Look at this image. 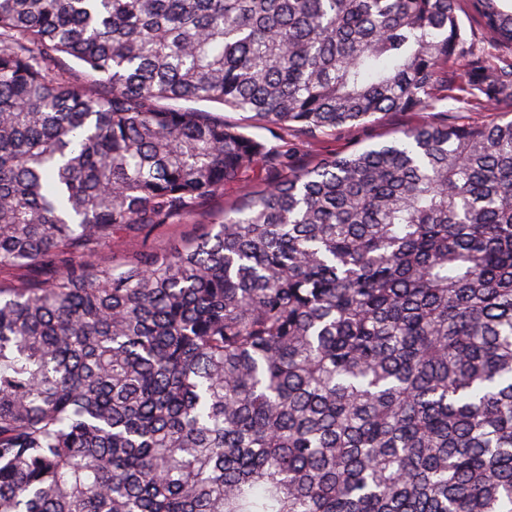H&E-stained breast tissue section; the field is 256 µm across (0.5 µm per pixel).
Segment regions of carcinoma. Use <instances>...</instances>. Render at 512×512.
<instances>
[{
    "label": "carcinoma",
    "instance_id": "1",
    "mask_svg": "<svg viewBox=\"0 0 512 512\" xmlns=\"http://www.w3.org/2000/svg\"><path fill=\"white\" fill-rule=\"evenodd\" d=\"M502 2L0 0V512H512ZM442 117L430 113L387 112L378 114L375 121L365 126L337 129L332 135L308 146L295 138L292 132H288V135L287 132H281V137L295 140L297 149L294 163L296 166H305L318 159L321 154L328 152L350 154L392 139L398 130L415 121H437ZM237 192L234 187H224V192L206 199L190 218L161 224L155 227L146 239H129L117 247H107L94 254L92 260L101 265H111L144 250L174 249L192 237L211 229V223L232 203Z\"/></svg>",
    "mask_w": 512,
    "mask_h": 512
}]
</instances>
